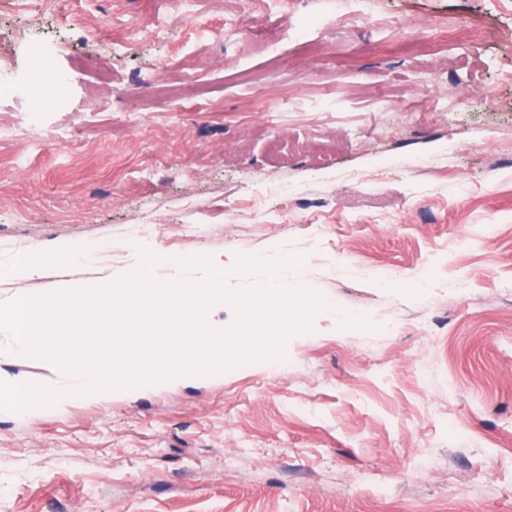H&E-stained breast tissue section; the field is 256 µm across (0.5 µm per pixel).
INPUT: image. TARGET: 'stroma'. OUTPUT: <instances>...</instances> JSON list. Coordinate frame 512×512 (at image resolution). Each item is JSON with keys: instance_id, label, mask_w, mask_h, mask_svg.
I'll return each mask as SVG.
<instances>
[{"instance_id": "1", "label": "stroma", "mask_w": 512, "mask_h": 512, "mask_svg": "<svg viewBox=\"0 0 512 512\" xmlns=\"http://www.w3.org/2000/svg\"><path fill=\"white\" fill-rule=\"evenodd\" d=\"M175 10L0 0V70L72 75L65 111L0 96V302L130 274L143 247L164 255L155 280L201 277L179 261L206 256L231 291L262 279L238 257L296 256L285 283L327 305L283 358L20 414L14 383L55 375L0 359V512H512V0ZM297 30L321 45L306 73L266 72ZM154 217L166 235L124 236ZM74 240L123 257L12 275L11 243Z\"/></svg>"}]
</instances>
